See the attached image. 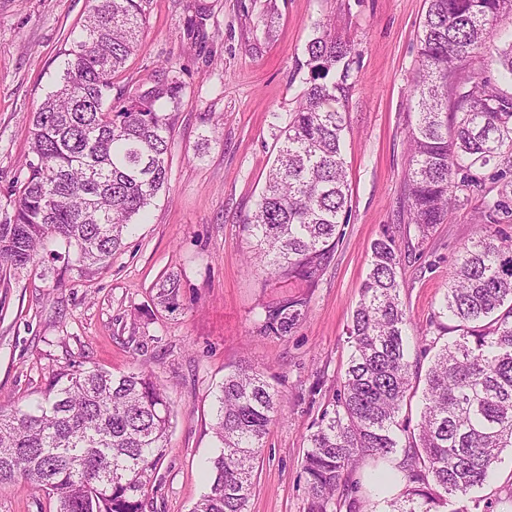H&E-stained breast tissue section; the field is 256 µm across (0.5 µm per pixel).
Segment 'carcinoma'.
I'll return each instance as SVG.
<instances>
[{
	"label": "carcinoma",
	"instance_id": "carcinoma-1",
	"mask_svg": "<svg viewBox=\"0 0 512 512\" xmlns=\"http://www.w3.org/2000/svg\"><path fill=\"white\" fill-rule=\"evenodd\" d=\"M90 2L56 89L31 119L24 178L0 222L1 270L26 268L51 242L75 247L82 266L105 264L167 183L164 108L178 102L182 83L165 77L112 94L113 77L139 47L141 0ZM511 12L512 0H428L407 173L409 223L421 237L449 222L459 193L472 188L497 191L481 228L512 214V96L475 68L493 23ZM205 17L195 5L188 34L204 35ZM317 28L305 47L306 88L244 224L270 273L303 281L327 261L349 196L345 117L336 104L349 91L353 47L329 25ZM497 53L512 83V42ZM371 252L348 325L344 380L308 436L307 512H375L355 495L353 476L366 460L390 462L406 479L390 512H437L450 498L472 503L461 512H493L477 492L502 449L512 448V246L479 234L464 247L442 304L458 335L423 378L409 361L394 237L383 234ZM179 288L177 276L163 277L157 305L174 309ZM307 310L306 298L291 296L265 308L258 332L286 336ZM418 393L417 435L404 440L399 415ZM283 411L280 391L261 373L224 376L212 427L220 452L192 512H246L263 440ZM170 424V404L152 376L79 366L55 377L35 410L0 407V485L38 489L56 512H145Z\"/></svg>",
	"mask_w": 512,
	"mask_h": 512
}]
</instances>
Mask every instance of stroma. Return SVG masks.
<instances>
[{
    "label": "stroma",
    "instance_id": "35a3bbf8",
    "mask_svg": "<svg viewBox=\"0 0 512 512\" xmlns=\"http://www.w3.org/2000/svg\"><path fill=\"white\" fill-rule=\"evenodd\" d=\"M194 2L143 0L141 47L114 78L119 88L165 75L183 85L168 110L167 186L148 221L103 268L79 267L52 244L26 269L0 271V406L35 408L49 378L76 365L152 375L170 402L171 428L147 512H192L217 453L224 376L258 370L281 391L284 415L264 440L247 512H307V437L344 378L372 243L387 232L402 253L410 360L427 370L433 353L418 337L452 338L435 327L440 304L489 197L469 194L424 238L407 222L408 97L427 0H203L207 36L198 42L185 32ZM88 6L0 0V221L23 177L32 115ZM320 21L354 48L343 150L350 202L320 276L307 284L270 274L242 221L283 139L279 117L305 87V45ZM166 274L181 284L173 313L152 301ZM291 296L308 300L303 321L283 337L259 335L265 307Z\"/></svg>",
    "mask_w": 512,
    "mask_h": 512
}]
</instances>
